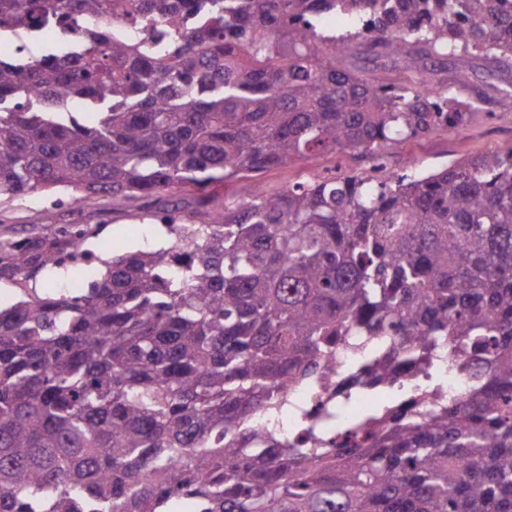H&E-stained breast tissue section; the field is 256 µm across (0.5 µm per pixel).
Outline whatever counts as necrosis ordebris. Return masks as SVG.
<instances>
[{"instance_id":"obj_1","label":"necrosis or debris","mask_w":512,"mask_h":512,"mask_svg":"<svg viewBox=\"0 0 512 512\" xmlns=\"http://www.w3.org/2000/svg\"><path fill=\"white\" fill-rule=\"evenodd\" d=\"M469 361L467 354L442 352L424 363H388L377 352L340 349L335 362L293 390L288 418L277 421L274 436L292 448H332L359 429L381 433L394 415L431 414L472 392L474 379L462 369Z\"/></svg>"}]
</instances>
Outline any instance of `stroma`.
<instances>
[{"label": "stroma", "mask_w": 512, "mask_h": 512, "mask_svg": "<svg viewBox=\"0 0 512 512\" xmlns=\"http://www.w3.org/2000/svg\"><path fill=\"white\" fill-rule=\"evenodd\" d=\"M512 92V63L496 66L474 64L465 93L479 100L480 111L466 126L441 129L422 139L410 140L385 148L388 170L401 171L414 164L421 173H434L463 159L477 157L512 143V112L503 111L499 100L502 93ZM369 154L353 151L342 154H314L288 165L257 175L255 179L230 180L218 186L226 201L241 202L251 185H259L268 194L301 180L312 179L330 170L345 174H360L370 167ZM190 195L182 191L167 193L162 201L138 200L116 202L102 197L74 208L69 193H36L0 205V237H25L80 221L87 236L86 249L92 253L90 268H67L58 274L38 277L37 289L66 288L88 274H101L104 260L113 255L167 247L173 242L163 225L143 217L144 212L166 206L174 209L191 203Z\"/></svg>", "instance_id": "obj_1"}]
</instances>
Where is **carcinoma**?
<instances>
[{
    "mask_svg": "<svg viewBox=\"0 0 512 512\" xmlns=\"http://www.w3.org/2000/svg\"><path fill=\"white\" fill-rule=\"evenodd\" d=\"M0 0V33L86 26L76 52L0 57V201L174 190L173 244L78 292L85 232L0 240V512H512V144L424 174H330L236 207L217 183L467 124L422 80L349 55L512 61V0ZM350 24L329 34L326 16ZM154 22L175 39L109 24ZM38 93L22 101L17 89ZM95 110L84 124L76 102ZM445 343L489 369L468 400L352 448H289L262 418L350 337ZM354 64L356 68L362 72V74L366 77H390V78H398L401 77L405 79L408 83H413L415 78H420V74L417 72L408 73L405 75H401L399 71L393 70V68L388 65L384 66L380 62H373L372 60L365 58H357L354 59Z\"/></svg>",
    "mask_w": 512,
    "mask_h": 512,
    "instance_id": "1",
    "label": "carcinoma"
}]
</instances>
